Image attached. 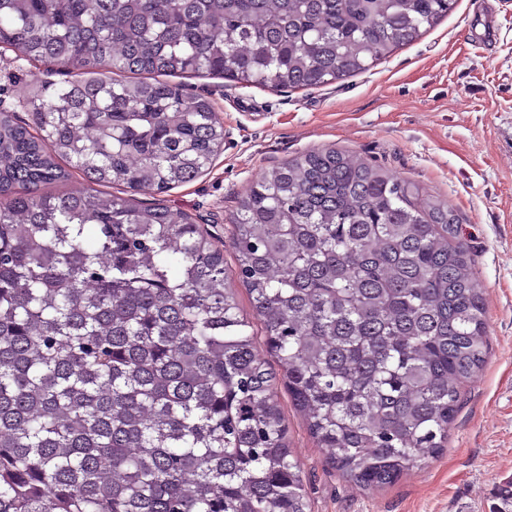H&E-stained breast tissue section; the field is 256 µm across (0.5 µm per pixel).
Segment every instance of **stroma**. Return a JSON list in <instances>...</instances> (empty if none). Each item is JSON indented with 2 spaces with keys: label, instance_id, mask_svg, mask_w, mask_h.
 Listing matches in <instances>:
<instances>
[{
  "label": "stroma",
  "instance_id": "stroma-1",
  "mask_svg": "<svg viewBox=\"0 0 512 512\" xmlns=\"http://www.w3.org/2000/svg\"><path fill=\"white\" fill-rule=\"evenodd\" d=\"M67 78L64 68L6 51L0 111L29 121L34 88ZM187 83L221 118L224 151L196 181L135 198L203 225L226 267L234 265L231 220L240 197L288 159L334 148L449 205L486 288L490 353L464 385L448 446L391 485L368 490L343 478L280 391L311 512H495L496 486L512 479V9L457 0L418 41L339 83L284 92L219 76Z\"/></svg>",
  "mask_w": 512,
  "mask_h": 512
}]
</instances>
